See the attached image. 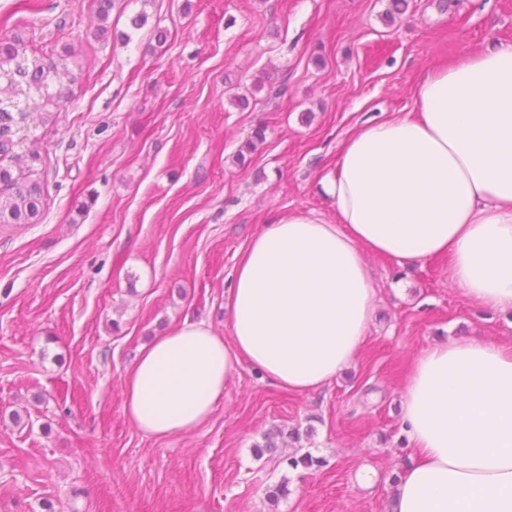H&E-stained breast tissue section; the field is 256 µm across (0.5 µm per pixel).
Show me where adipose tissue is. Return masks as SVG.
<instances>
[{"label":"adipose tissue","instance_id":"adipose-tissue-1","mask_svg":"<svg viewBox=\"0 0 512 512\" xmlns=\"http://www.w3.org/2000/svg\"><path fill=\"white\" fill-rule=\"evenodd\" d=\"M412 112L352 134L325 188L328 222L291 214L252 238L227 306L232 336L186 322L144 347L125 416L164 437L202 425L237 366L307 393L351 365L378 291L368 256L448 255L471 302L512 311V44L430 69ZM402 420L417 459L392 512H512V352L437 344L415 359Z\"/></svg>","mask_w":512,"mask_h":512}]
</instances>
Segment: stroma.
Returning <instances> with one entry per match:
<instances>
[{"mask_svg":"<svg viewBox=\"0 0 512 512\" xmlns=\"http://www.w3.org/2000/svg\"><path fill=\"white\" fill-rule=\"evenodd\" d=\"M387 6L113 0L103 21L93 0H0V37L68 51L80 72L19 149L40 155V219L0 224V512H389L415 358L462 339L512 349V312L461 295L447 256L371 259L376 316L323 388L245 363L196 429L153 437L123 413L144 346L187 319L230 335L255 235L291 213L334 220L322 180L350 135L411 112L430 68L512 43V0H410L393 21ZM309 426L299 450L322 468L255 457L269 429Z\"/></svg>","mask_w":512,"mask_h":512,"instance_id":"obj_1","label":"stroma"}]
</instances>
